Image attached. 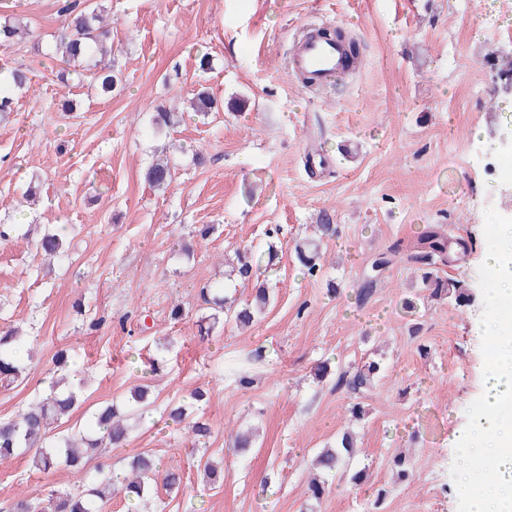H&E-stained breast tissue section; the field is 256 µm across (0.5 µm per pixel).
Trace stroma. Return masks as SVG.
Here are the masks:
<instances>
[{
  "mask_svg": "<svg viewBox=\"0 0 512 512\" xmlns=\"http://www.w3.org/2000/svg\"><path fill=\"white\" fill-rule=\"evenodd\" d=\"M99 2L120 78L108 98L89 77L57 83L59 0H9L5 10L29 34L0 49V68L24 66L29 82L0 121V224L15 229L0 242V328L21 326L34 358L22 382L0 388V420L43 392L66 350L88 379L68 430L135 386L156 398L125 447L87 459L83 488L100 466L120 473L149 452L179 467L182 483L155 490L148 512H466L462 480L476 485L486 474L454 442L483 404L488 341L479 324L493 313V283L481 248L512 213V148L503 144L512 111L484 55L512 52V0ZM307 24L353 35L360 69L322 90L301 87L288 53ZM202 86L221 108L198 117L185 102ZM161 107L183 121L156 128ZM163 145L175 167L161 191L145 173ZM32 180L41 186L33 205L20 197ZM325 218L336 234L310 277L294 246ZM428 224L472 244L448 270L469 282L468 306H404L422 289L407 246ZM204 225L212 231L203 239ZM48 227L68 233L64 255L50 261L36 251ZM270 247L279 254L264 276L271 305L247 330L227 318L200 335L217 289L239 306L251 298L252 283L225 277L224 257ZM389 250L391 264L361 300L373 260ZM374 354L385 370L354 422L336 377ZM324 361L330 373L316 379ZM173 404L209 421L206 449L167 423ZM238 428L256 432V447L229 444ZM346 429L357 439L349 467L367 479L330 475L329 494L310 498L314 455ZM401 448L412 452L404 480L392 463ZM204 455L223 461V483L204 482ZM74 483L68 470L37 472L19 458L0 466V507Z\"/></svg>",
  "mask_w": 512,
  "mask_h": 512,
  "instance_id": "1",
  "label": "stroma"
}]
</instances>
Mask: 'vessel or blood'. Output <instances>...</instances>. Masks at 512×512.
<instances>
[{"label":"vessel or blood","mask_w":512,"mask_h":512,"mask_svg":"<svg viewBox=\"0 0 512 512\" xmlns=\"http://www.w3.org/2000/svg\"><path fill=\"white\" fill-rule=\"evenodd\" d=\"M343 49L336 42L303 35L291 53L292 70L302 76L305 87L314 89L341 79Z\"/></svg>","instance_id":"obj_1"}]
</instances>
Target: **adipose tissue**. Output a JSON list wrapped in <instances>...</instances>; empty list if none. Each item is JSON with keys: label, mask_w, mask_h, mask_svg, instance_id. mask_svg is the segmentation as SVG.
Wrapping results in <instances>:
<instances>
[{"label": "adipose tissue", "mask_w": 512, "mask_h": 512, "mask_svg": "<svg viewBox=\"0 0 512 512\" xmlns=\"http://www.w3.org/2000/svg\"><path fill=\"white\" fill-rule=\"evenodd\" d=\"M495 282L494 316L483 324L492 353L483 371L484 408L457 435L459 447L481 453L489 477L465 489L467 512H512V221L498 225L495 241L483 251Z\"/></svg>", "instance_id": "adipose-tissue-1"}]
</instances>
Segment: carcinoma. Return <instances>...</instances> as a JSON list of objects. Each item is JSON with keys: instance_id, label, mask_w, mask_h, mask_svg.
<instances>
[{"instance_id": "obj_1", "label": "carcinoma", "mask_w": 512, "mask_h": 512, "mask_svg": "<svg viewBox=\"0 0 512 512\" xmlns=\"http://www.w3.org/2000/svg\"><path fill=\"white\" fill-rule=\"evenodd\" d=\"M63 25L57 37L62 45V63L66 69L78 73L84 64L93 62L97 68L95 86L103 96H109L117 83L112 68L111 31L101 9L91 4L80 3L61 9ZM19 28L16 23L4 18L0 21V47L14 44ZM492 66L498 74L512 75V54L499 51L493 52ZM26 72L21 68L9 71L0 80V116L12 111V90L27 83ZM216 108V102L205 90H200L192 98V109L200 116H206ZM149 185L163 189L172 180V164L166 158H159L152 163L146 172ZM37 248L44 254L54 256L64 248L63 238L58 233H47L38 242ZM297 257L310 276L320 270V254L318 244L307 241L295 246ZM468 253V246L462 241L453 242L443 224H430L417 236L408 259L418 265L422 271V279L430 297L446 298L458 306L471 302L473 294L469 283L464 279L440 276L443 267L449 262L459 261ZM277 253L270 250L267 259L251 261L245 252H237V265L232 273L244 280H259L275 266ZM212 303L219 308H227L231 317L240 325L253 322L255 311L265 308L268 295L263 285L255 288L252 303L237 307L222 295H216ZM22 346L20 336L13 329L0 331V387L9 389L22 376L23 367L18 355ZM381 372V364L369 361L358 365L351 371L338 374L336 386L344 387L353 395L354 403L350 406L352 416L358 418L363 412L359 403L366 393L374 386ZM67 383V377L51 383L50 393L28 405L16 418L0 421V464L12 461L35 450L30 457L31 467L42 472H49L60 462L73 471L82 472L85 458L94 454L98 448L121 447L129 436L124 425L125 415L134 416L136 412L152 404L149 390L136 387L130 391V400L126 405L112 403L99 408L94 413L91 427L94 431L78 437H68L57 446L47 445L51 430V422L60 421L69 416L79 402L80 393L61 391ZM188 435L196 444H204L211 436L209 423L199 418L187 430ZM354 440L345 433L336 446L322 449L315 458V465L325 472L336 470L345 461L354 456ZM129 473L124 477H114L112 471H99L96 487L91 493L60 492L53 490L44 499L22 497L15 500L10 512H98V503H104L112 495L114 482L118 481L128 500L133 506L151 498L154 486L161 484L170 491L180 485L181 477L174 470L161 469L154 455L144 452L133 457L128 463Z\"/></svg>"}]
</instances>
